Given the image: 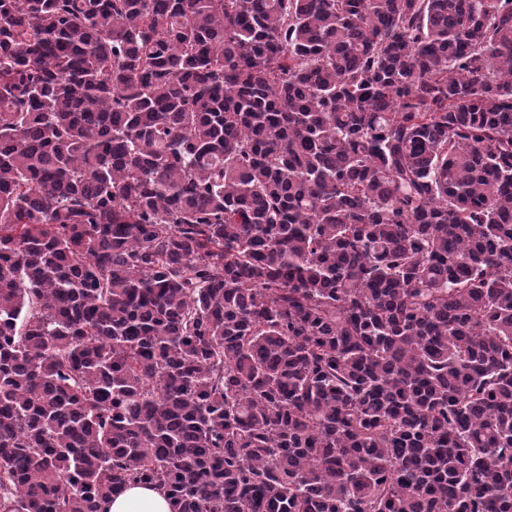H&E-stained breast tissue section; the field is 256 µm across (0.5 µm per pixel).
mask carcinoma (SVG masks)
<instances>
[{"label": "carcinoma", "instance_id": "1", "mask_svg": "<svg viewBox=\"0 0 512 512\" xmlns=\"http://www.w3.org/2000/svg\"><path fill=\"white\" fill-rule=\"evenodd\" d=\"M512 512V0H0V512ZM101 512H174V508L155 486L134 485L105 500Z\"/></svg>", "mask_w": 512, "mask_h": 512}]
</instances>
